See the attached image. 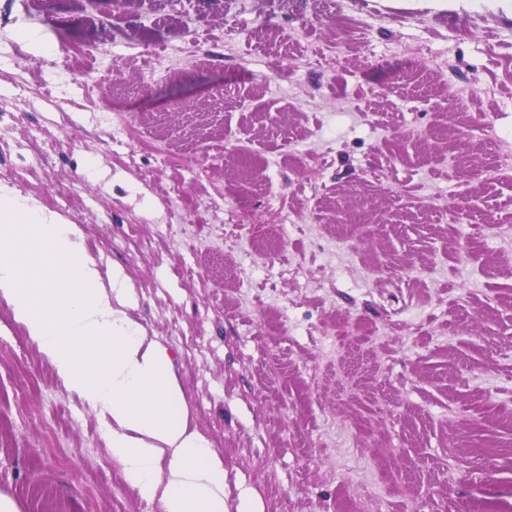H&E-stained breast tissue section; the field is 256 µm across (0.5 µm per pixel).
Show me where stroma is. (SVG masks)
<instances>
[{"label":"stroma","instance_id":"35a3bbf8","mask_svg":"<svg viewBox=\"0 0 512 512\" xmlns=\"http://www.w3.org/2000/svg\"><path fill=\"white\" fill-rule=\"evenodd\" d=\"M112 9L0 0V185L124 271L227 512H512V11ZM0 496L163 512L1 299ZM16 34L19 40L36 55H49L55 51L54 42L50 36L39 29L29 28L24 24H18Z\"/></svg>","mask_w":512,"mask_h":512}]
</instances>
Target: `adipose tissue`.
Instances as JSON below:
<instances>
[{"label":"adipose tissue","instance_id":"1","mask_svg":"<svg viewBox=\"0 0 512 512\" xmlns=\"http://www.w3.org/2000/svg\"><path fill=\"white\" fill-rule=\"evenodd\" d=\"M0 299L65 386L105 419L127 483L164 512H225L224 460L190 427L167 347L127 313L120 267L102 275L78 225L0 186Z\"/></svg>","mask_w":512,"mask_h":512}]
</instances>
